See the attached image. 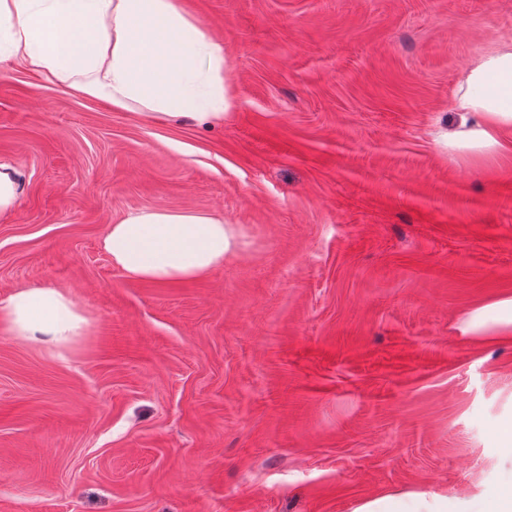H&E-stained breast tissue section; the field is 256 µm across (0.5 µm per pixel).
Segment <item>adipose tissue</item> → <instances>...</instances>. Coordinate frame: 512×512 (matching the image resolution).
Segmentation results:
<instances>
[{
  "label": "adipose tissue",
  "instance_id": "1",
  "mask_svg": "<svg viewBox=\"0 0 512 512\" xmlns=\"http://www.w3.org/2000/svg\"><path fill=\"white\" fill-rule=\"evenodd\" d=\"M10 59L119 109L201 124L224 119V48L175 0H0V62ZM448 109L458 118L449 148H500L501 133L512 131V44L480 59ZM237 241L223 216L140 207L110 225L102 248L126 276L167 284L223 267ZM0 323L17 340L61 347L87 319L62 289L21 288L0 303ZM355 512H448V500L408 491L363 501Z\"/></svg>",
  "mask_w": 512,
  "mask_h": 512
}]
</instances>
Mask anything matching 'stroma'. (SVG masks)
Wrapping results in <instances>:
<instances>
[{
  "instance_id": "1",
  "label": "stroma",
  "mask_w": 512,
  "mask_h": 512,
  "mask_svg": "<svg viewBox=\"0 0 512 512\" xmlns=\"http://www.w3.org/2000/svg\"><path fill=\"white\" fill-rule=\"evenodd\" d=\"M224 46V123L0 68V299L69 291L66 348L0 331V512H353L512 485V140L448 149V99L512 0H177ZM212 211L222 268L155 284L101 249L139 207ZM19 192V184L12 168L0 165V215L13 213ZM490 312L495 316L491 318ZM489 326L505 327L511 330L512 327V298L503 299L493 304L477 309L471 316L468 328L473 331L485 329ZM448 498L426 491L399 492L396 495L363 501L355 512H447Z\"/></svg>"
}]
</instances>
